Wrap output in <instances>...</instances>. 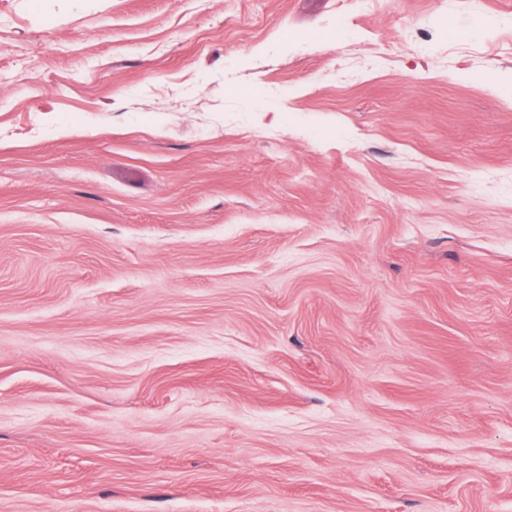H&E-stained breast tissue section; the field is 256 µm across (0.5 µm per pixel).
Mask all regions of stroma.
<instances>
[{
  "label": "stroma",
  "instance_id": "1",
  "mask_svg": "<svg viewBox=\"0 0 512 512\" xmlns=\"http://www.w3.org/2000/svg\"><path fill=\"white\" fill-rule=\"evenodd\" d=\"M0 512H512V0H0Z\"/></svg>",
  "mask_w": 512,
  "mask_h": 512
}]
</instances>
